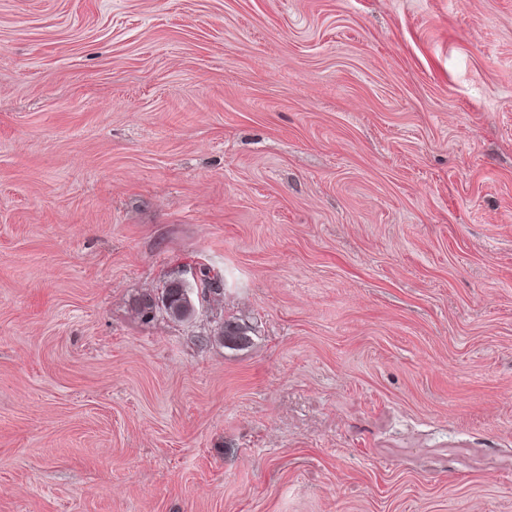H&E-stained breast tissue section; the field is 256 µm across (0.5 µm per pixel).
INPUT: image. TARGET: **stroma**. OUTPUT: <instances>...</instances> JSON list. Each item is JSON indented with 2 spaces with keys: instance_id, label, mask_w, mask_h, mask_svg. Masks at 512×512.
Instances as JSON below:
<instances>
[{
  "instance_id": "35a3bbf8",
  "label": "stroma",
  "mask_w": 512,
  "mask_h": 512,
  "mask_svg": "<svg viewBox=\"0 0 512 512\" xmlns=\"http://www.w3.org/2000/svg\"><path fill=\"white\" fill-rule=\"evenodd\" d=\"M0 512H512V0H0ZM177 282L178 279L171 280L158 299L170 317L183 320L190 317L194 309L191 295L184 289L187 287H182Z\"/></svg>"
}]
</instances>
